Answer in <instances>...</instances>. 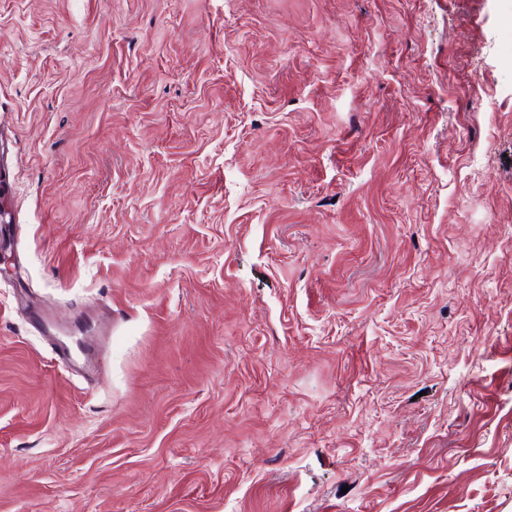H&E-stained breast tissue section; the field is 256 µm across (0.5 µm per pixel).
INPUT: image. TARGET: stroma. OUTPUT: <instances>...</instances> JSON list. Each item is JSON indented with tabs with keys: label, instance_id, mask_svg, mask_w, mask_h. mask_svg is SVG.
Masks as SVG:
<instances>
[{
	"label": "stroma",
	"instance_id": "1",
	"mask_svg": "<svg viewBox=\"0 0 512 512\" xmlns=\"http://www.w3.org/2000/svg\"><path fill=\"white\" fill-rule=\"evenodd\" d=\"M0 208V512H512V0H0Z\"/></svg>",
	"mask_w": 512,
	"mask_h": 512
}]
</instances>
